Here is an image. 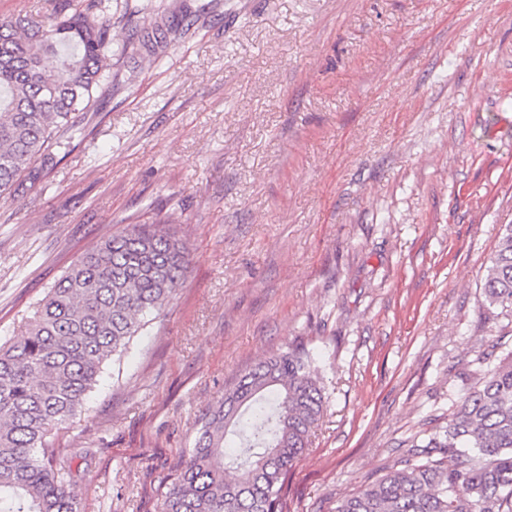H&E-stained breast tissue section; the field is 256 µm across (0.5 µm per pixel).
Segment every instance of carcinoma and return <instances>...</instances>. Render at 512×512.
I'll list each match as a JSON object with an SVG mask.
<instances>
[{
	"mask_svg": "<svg viewBox=\"0 0 512 512\" xmlns=\"http://www.w3.org/2000/svg\"><path fill=\"white\" fill-rule=\"evenodd\" d=\"M112 0H54L0 21V195L87 138L112 86ZM187 246L161 224H129L74 261L0 342V512H79L58 432L86 412L105 362L159 317L185 280ZM486 304L512 311V225L486 267ZM452 404L418 455L336 501L334 512H512V349ZM325 406L312 351L259 362L197 421L163 512H281L288 472ZM237 443L226 455L228 441Z\"/></svg>",
	"mask_w": 512,
	"mask_h": 512,
	"instance_id": "cac0c4a2",
	"label": "carcinoma"
}]
</instances>
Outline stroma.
Listing matches in <instances>:
<instances>
[{"mask_svg": "<svg viewBox=\"0 0 512 512\" xmlns=\"http://www.w3.org/2000/svg\"><path fill=\"white\" fill-rule=\"evenodd\" d=\"M91 135L0 196V337L129 224L188 272L64 429L81 512H160L195 419L288 344L323 418L282 512H334L512 348V0H112ZM482 295L489 306L512 311V225H507L498 249L486 267Z\"/></svg>", "mask_w": 512, "mask_h": 512, "instance_id": "stroma-1", "label": "stroma"}]
</instances>
